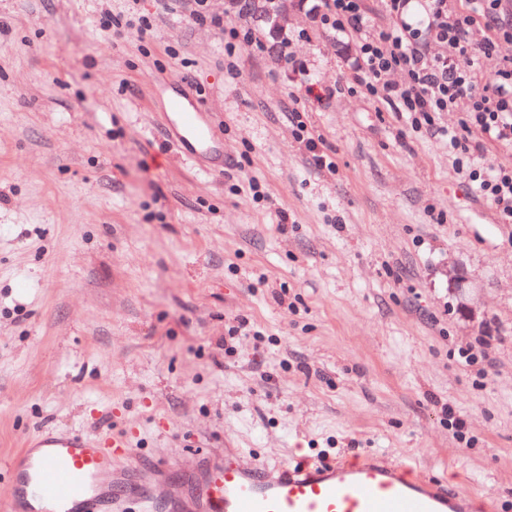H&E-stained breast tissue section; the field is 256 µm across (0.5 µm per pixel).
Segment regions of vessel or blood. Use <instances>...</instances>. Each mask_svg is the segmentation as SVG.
I'll return each instance as SVG.
<instances>
[{"label":"vessel or blood","instance_id":"obj_1","mask_svg":"<svg viewBox=\"0 0 512 512\" xmlns=\"http://www.w3.org/2000/svg\"><path fill=\"white\" fill-rule=\"evenodd\" d=\"M166 124L183 152L195 159L215 154L210 122L178 95L165 99ZM130 453L125 436L102 441L78 431L33 436L11 459L7 512H114L121 498L155 508L159 464L143 465L135 478L115 470ZM193 497L197 512H496V500L450 492L404 464L360 458L273 469L229 461L205 467Z\"/></svg>","mask_w":512,"mask_h":512}]
</instances>
